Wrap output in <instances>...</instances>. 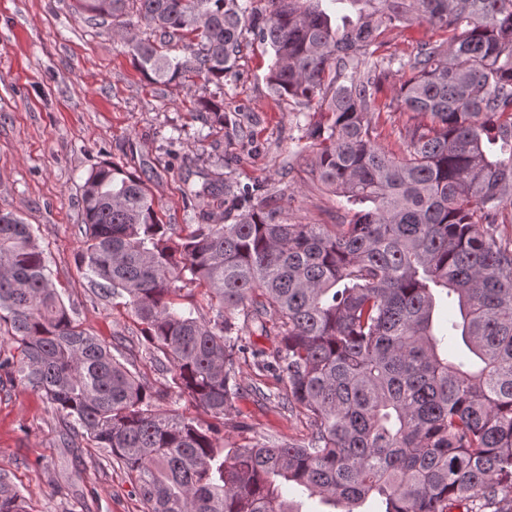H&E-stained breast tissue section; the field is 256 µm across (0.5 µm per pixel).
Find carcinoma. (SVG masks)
<instances>
[{"instance_id": "cac0c4a2", "label": "carcinoma", "mask_w": 512, "mask_h": 512, "mask_svg": "<svg viewBox=\"0 0 512 512\" xmlns=\"http://www.w3.org/2000/svg\"><path fill=\"white\" fill-rule=\"evenodd\" d=\"M80 0L111 19L144 76L221 82L245 33L266 44L276 97L316 107L311 175L345 200L343 224H284L272 198L229 185L217 158L199 190L224 223L196 215L182 237L161 222L147 172L93 169L81 193L79 263L105 295L126 298L165 388L142 383L82 330L30 225L0 213V384L39 391L138 488L144 512H301L288 489L330 512L369 500L384 512H512V0ZM183 43L171 58L128 36L126 6ZM426 23L445 34L384 54L382 35ZM402 73L390 102L383 81ZM426 118L378 142L374 115ZM200 288L203 316L183 300ZM475 365L440 348L436 297ZM258 335L270 342L252 341ZM286 382L277 395L312 432L302 443H224L244 388L241 366ZM188 394L214 422L167 408ZM0 512H28L0 475Z\"/></svg>"}]
</instances>
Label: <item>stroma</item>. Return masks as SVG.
I'll return each mask as SVG.
<instances>
[{
    "instance_id": "stroma-1",
    "label": "stroma",
    "mask_w": 512,
    "mask_h": 512,
    "mask_svg": "<svg viewBox=\"0 0 512 512\" xmlns=\"http://www.w3.org/2000/svg\"><path fill=\"white\" fill-rule=\"evenodd\" d=\"M267 45L247 35L223 82L186 85L148 80L110 23L91 19L76 0H0V212L31 224L70 315L107 344L122 343L135 373L158 387L142 327L131 309L105 297L78 264L82 246L81 189L92 169L111 161L149 170L148 187L163 223L187 234L193 209L223 211L211 198L187 208L186 188L201 187L214 155L224 157L227 182L257 184L277 199L291 224H339V199L313 179L309 111L272 96ZM220 101L225 127L196 111ZM245 393L226 418V442L245 447L267 438H307L303 417L277 394L284 382L243 366ZM65 417L41 393L0 385V473L24 496L30 512H143L135 485L104 464L106 449L67 443Z\"/></svg>"
}]
</instances>
